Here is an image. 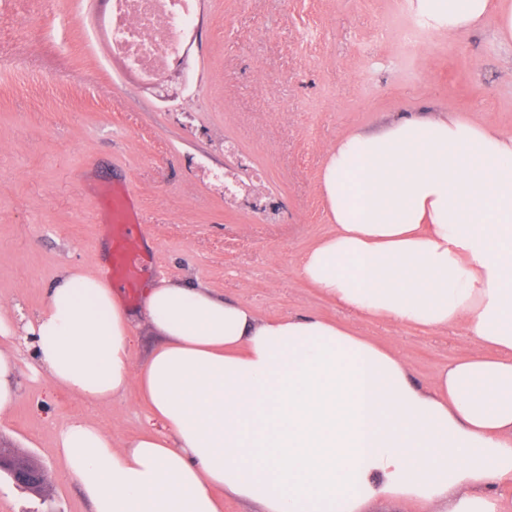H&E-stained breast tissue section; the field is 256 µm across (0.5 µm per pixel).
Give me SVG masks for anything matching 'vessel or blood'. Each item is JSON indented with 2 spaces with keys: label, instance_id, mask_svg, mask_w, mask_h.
<instances>
[{
  "label": "vessel or blood",
  "instance_id": "obj_1",
  "mask_svg": "<svg viewBox=\"0 0 512 512\" xmlns=\"http://www.w3.org/2000/svg\"><path fill=\"white\" fill-rule=\"evenodd\" d=\"M100 197L108 214L112 234L109 266L112 285L130 293L135 292L144 270L132 247V240L140 228L138 213L126 190L108 186L101 189Z\"/></svg>",
  "mask_w": 512,
  "mask_h": 512
}]
</instances>
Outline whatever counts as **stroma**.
<instances>
[{"instance_id": "35a3bbf8", "label": "stroma", "mask_w": 512, "mask_h": 512, "mask_svg": "<svg viewBox=\"0 0 512 512\" xmlns=\"http://www.w3.org/2000/svg\"><path fill=\"white\" fill-rule=\"evenodd\" d=\"M111 0H0V303L33 318L64 267L110 260L101 186L129 190L144 222L142 285L202 284L258 316H320L402 352L428 384L474 344L336 308L298 261L330 230L320 176L349 133L403 115H458L512 133V56L495 18L466 35L436 30L420 0H199L184 61L147 84L113 58ZM424 27L419 47L404 35ZM260 172L259 214L205 177L229 158ZM0 414V447L47 469L39 498L0 477V512H91L54 448L60 426L89 418L122 441L158 428L136 390L93 405L31 378Z\"/></svg>"}]
</instances>
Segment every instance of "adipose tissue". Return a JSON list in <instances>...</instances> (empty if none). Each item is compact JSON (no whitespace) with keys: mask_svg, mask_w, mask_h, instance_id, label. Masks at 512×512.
<instances>
[{"mask_svg":"<svg viewBox=\"0 0 512 512\" xmlns=\"http://www.w3.org/2000/svg\"><path fill=\"white\" fill-rule=\"evenodd\" d=\"M451 32L512 0H421ZM332 231L299 271L340 309L476 346L430 384L405 358L318 317L263 319L203 286L161 280L142 312L163 342L135 363V317L103 275L67 270L41 314L0 310V413L19 397L18 336L34 377L94 404L137 387L164 432L115 442L78 419L56 433L93 512H363L405 500L435 512H498L512 480V134L459 117H399L327 152Z\"/></svg>","mask_w":512,"mask_h":512,"instance_id":"adipose-tissue-1","label":"adipose tissue"}]
</instances>
